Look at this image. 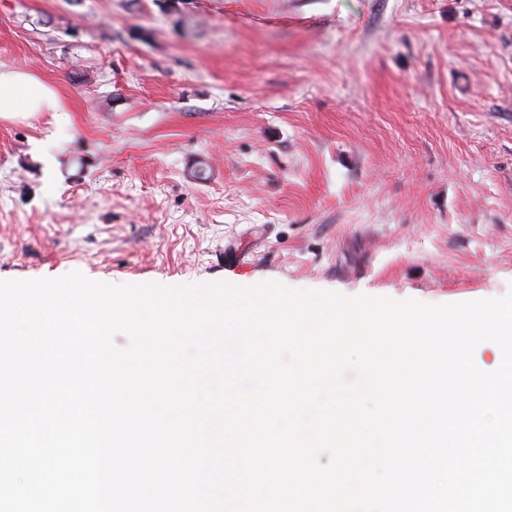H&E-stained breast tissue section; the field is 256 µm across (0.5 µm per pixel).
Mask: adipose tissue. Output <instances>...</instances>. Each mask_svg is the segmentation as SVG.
Masks as SVG:
<instances>
[{"instance_id":"1","label":"adipose tissue","mask_w":512,"mask_h":512,"mask_svg":"<svg viewBox=\"0 0 512 512\" xmlns=\"http://www.w3.org/2000/svg\"><path fill=\"white\" fill-rule=\"evenodd\" d=\"M60 95L33 74L0 69V119L15 120L41 112H63Z\"/></svg>"}]
</instances>
